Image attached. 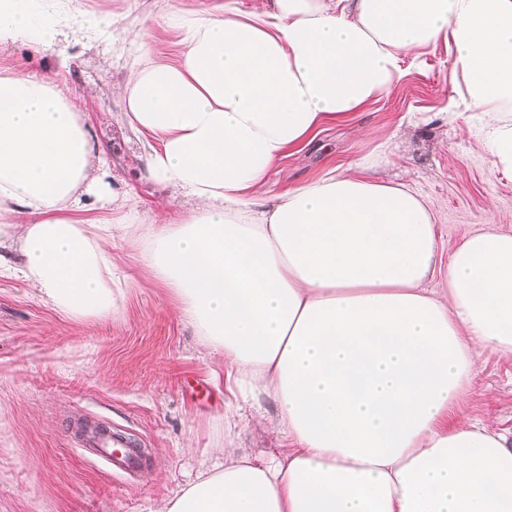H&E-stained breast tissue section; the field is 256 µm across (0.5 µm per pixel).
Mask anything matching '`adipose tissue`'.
I'll return each mask as SVG.
<instances>
[{"mask_svg": "<svg viewBox=\"0 0 512 512\" xmlns=\"http://www.w3.org/2000/svg\"><path fill=\"white\" fill-rule=\"evenodd\" d=\"M78 2L0 0V44L52 53L67 29L111 26ZM168 14L179 60L139 29L116 93L150 142L146 176L187 200L178 216L164 198L135 222L67 87L0 71V278L69 319H108L133 285L109 245L129 241L237 391L229 439L155 512H512V442L463 414L479 352L512 359V223L442 252L429 200L377 178L384 141L265 190L282 159L390 96L404 60L441 43L452 108L512 174V0H212ZM242 423L287 448L257 460L231 437Z\"/></svg>", "mask_w": 512, "mask_h": 512, "instance_id": "ef3b65f1", "label": "adipose tissue"}]
</instances>
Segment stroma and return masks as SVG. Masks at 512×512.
I'll use <instances>...</instances> for the list:
<instances>
[{"label": "stroma", "mask_w": 512, "mask_h": 512, "mask_svg": "<svg viewBox=\"0 0 512 512\" xmlns=\"http://www.w3.org/2000/svg\"><path fill=\"white\" fill-rule=\"evenodd\" d=\"M80 5L100 16L119 9L123 17L105 34L71 41L63 66L24 40L2 44L0 70L20 65L68 87L107 159L109 181L135 198L146 222L161 192L140 173L135 156L142 145L113 89L128 76V32L152 26L151 47L172 61L183 49L182 34L160 26L165 0ZM452 66L448 47L431 49L407 67L392 95L367 104L357 120L326 125L284 159L271 174L270 193L348 165L385 139L390 162L382 178L411 182L431 201L444 248L475 225L511 215L512 175L493 166L468 115L448 122L437 116L451 94ZM111 249L134 285L119 313L87 336L75 335L74 322L24 283L0 278V512H154L196 476L208 449L224 444L231 393L223 358L201 351L168 291L141 272L131 244L117 240ZM464 410L472 420H492L512 440V360L483 350ZM93 417L141 443L147 458L135 475L113 473L75 445L67 425Z\"/></svg>", "instance_id": "35a3bbf8"}]
</instances>
